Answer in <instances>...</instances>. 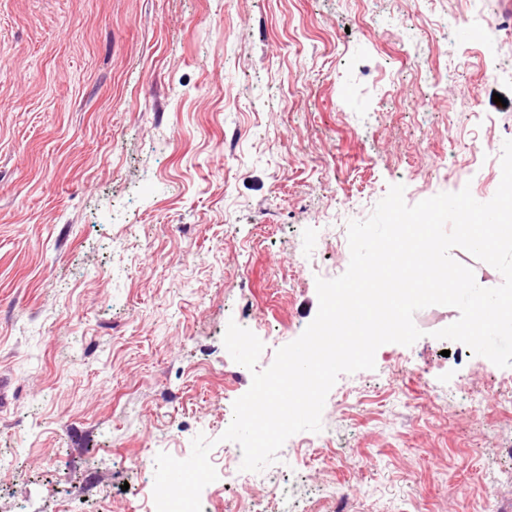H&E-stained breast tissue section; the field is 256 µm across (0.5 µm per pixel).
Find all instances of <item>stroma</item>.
Here are the masks:
<instances>
[{
  "label": "stroma",
  "mask_w": 512,
  "mask_h": 512,
  "mask_svg": "<svg viewBox=\"0 0 512 512\" xmlns=\"http://www.w3.org/2000/svg\"><path fill=\"white\" fill-rule=\"evenodd\" d=\"M509 26L512 0H0V512H144L156 455L251 386L229 322L265 321L267 369L390 185L490 200ZM458 317L341 374L252 493L213 446L205 512H512V367L434 338Z\"/></svg>",
  "instance_id": "obj_1"
}]
</instances>
